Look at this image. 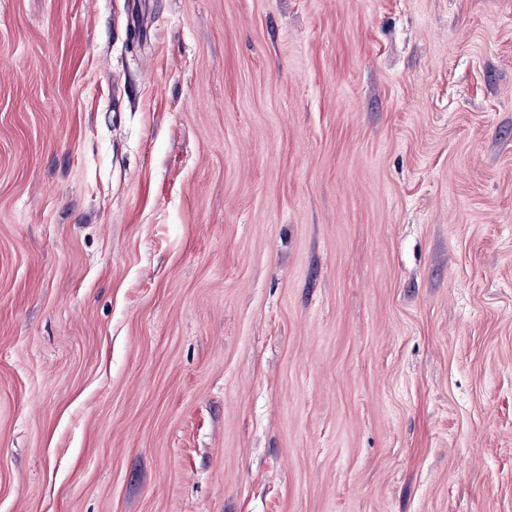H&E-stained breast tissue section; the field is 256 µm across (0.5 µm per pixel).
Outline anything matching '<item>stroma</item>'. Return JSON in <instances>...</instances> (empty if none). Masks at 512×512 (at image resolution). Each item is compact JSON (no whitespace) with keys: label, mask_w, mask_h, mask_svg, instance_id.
Segmentation results:
<instances>
[{"label":"stroma","mask_w":512,"mask_h":512,"mask_svg":"<svg viewBox=\"0 0 512 512\" xmlns=\"http://www.w3.org/2000/svg\"><path fill=\"white\" fill-rule=\"evenodd\" d=\"M0 512H512V0H0Z\"/></svg>","instance_id":"35a3bbf8"}]
</instances>
